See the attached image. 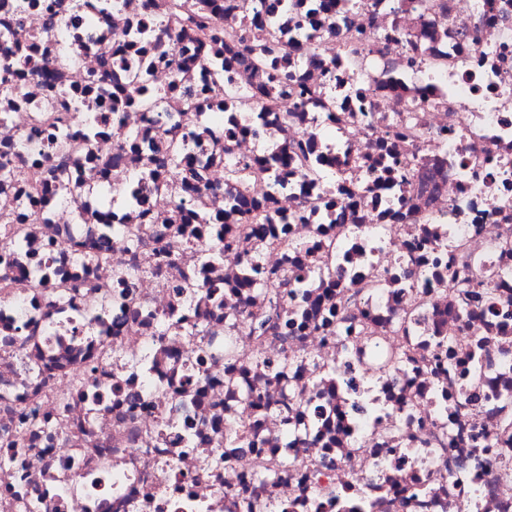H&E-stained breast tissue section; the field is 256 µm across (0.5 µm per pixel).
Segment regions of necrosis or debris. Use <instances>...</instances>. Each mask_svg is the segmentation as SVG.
I'll list each match as a JSON object with an SVG mask.
<instances>
[{"label": "necrosis or debris", "mask_w": 512, "mask_h": 512, "mask_svg": "<svg viewBox=\"0 0 512 512\" xmlns=\"http://www.w3.org/2000/svg\"><path fill=\"white\" fill-rule=\"evenodd\" d=\"M177 2L0 0V512H512V0Z\"/></svg>", "instance_id": "obj_1"}]
</instances>
